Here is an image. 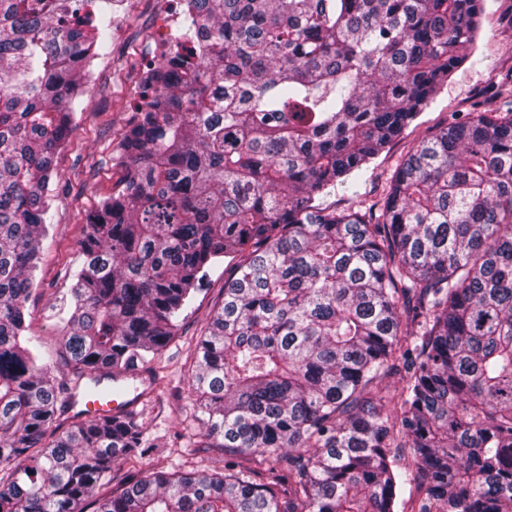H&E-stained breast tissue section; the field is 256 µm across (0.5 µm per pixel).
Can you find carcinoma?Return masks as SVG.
I'll use <instances>...</instances> for the list:
<instances>
[{
	"label": "carcinoma",
	"mask_w": 512,
	"mask_h": 512,
	"mask_svg": "<svg viewBox=\"0 0 512 512\" xmlns=\"http://www.w3.org/2000/svg\"><path fill=\"white\" fill-rule=\"evenodd\" d=\"M178 4L80 243L62 382L26 305L112 0H0V512H512V110L423 139L381 202L316 204L467 61L483 0ZM225 257L190 387L237 461L100 493L150 445L136 415L48 429L161 354Z\"/></svg>",
	"instance_id": "carcinoma-1"
}]
</instances>
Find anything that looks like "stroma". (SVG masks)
I'll return each instance as SVG.
<instances>
[{"instance_id":"1","label":"stroma","mask_w":512,"mask_h":512,"mask_svg":"<svg viewBox=\"0 0 512 512\" xmlns=\"http://www.w3.org/2000/svg\"><path fill=\"white\" fill-rule=\"evenodd\" d=\"M166 0H114L112 50L96 58L90 81L76 106V128L56 166L66 187L55 196L47 214L52 246L36 272L28 300L30 333L45 357L60 346V317L70 300L73 275L82 265L80 241L87 215L98 202L118 190L123 176L113 158L126 129L130 103L140 98L141 62L161 50L155 22L166 15ZM512 0H485L475 52L432 96L419 117L372 163L345 185L321 194L327 209H348L382 200L390 178L412 148L443 126L451 113L470 115L475 104L494 110L512 106V98L487 99V89L512 69ZM224 302V267L215 265L181 316V326L146 371L158 384L141 399L134 413L151 433L142 457L118 460L112 466L110 489L129 479L181 462L184 470L224 467V451L200 442V410L189 391L197 342Z\"/></svg>"}]
</instances>
